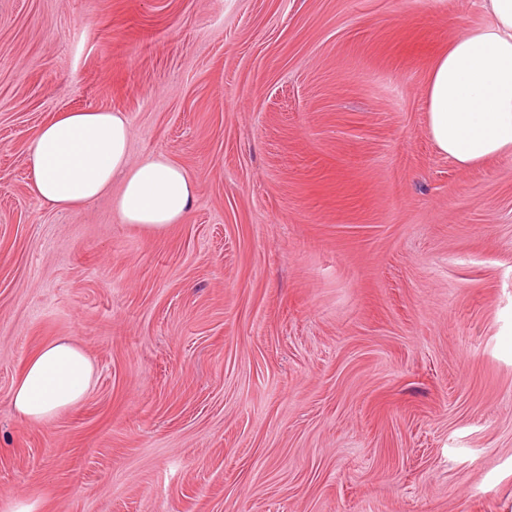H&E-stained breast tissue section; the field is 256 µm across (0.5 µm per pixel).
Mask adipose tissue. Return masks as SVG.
Segmentation results:
<instances>
[{
	"mask_svg": "<svg viewBox=\"0 0 512 512\" xmlns=\"http://www.w3.org/2000/svg\"><path fill=\"white\" fill-rule=\"evenodd\" d=\"M481 6L488 23L432 59L426 86L430 136L462 169L512 154V0H481ZM129 148L123 113L91 107L60 113L29 145V189L42 206L63 210L116 184L114 208L124 223H179L195 203L194 178L162 155L130 161ZM94 376L91 359L73 338L54 340L26 362L11 408L26 423H47L80 404Z\"/></svg>",
	"mask_w": 512,
	"mask_h": 512,
	"instance_id": "adipose-tissue-1",
	"label": "adipose tissue"
}]
</instances>
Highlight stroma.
Returning <instances> with one entry per match:
<instances>
[{
    "label": "stroma",
    "mask_w": 512,
    "mask_h": 512,
    "mask_svg": "<svg viewBox=\"0 0 512 512\" xmlns=\"http://www.w3.org/2000/svg\"><path fill=\"white\" fill-rule=\"evenodd\" d=\"M480 0H0V512H512V155L460 169L432 57ZM197 182L177 224L51 210L81 108ZM71 336L94 390L10 392ZM91 359L71 337L45 345L25 364L10 394L14 413L29 424H45L80 404L94 385Z\"/></svg>",
    "instance_id": "35a3bbf8"
}]
</instances>
